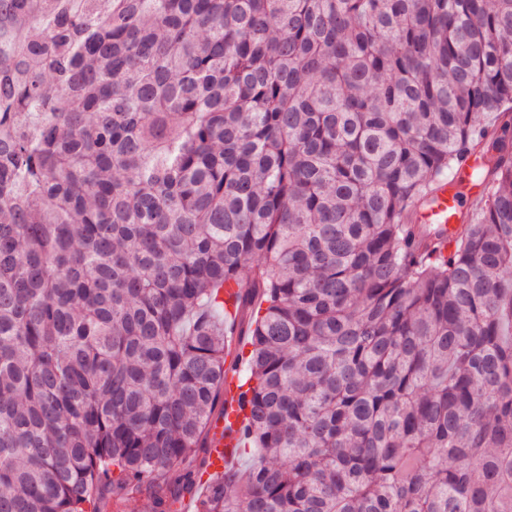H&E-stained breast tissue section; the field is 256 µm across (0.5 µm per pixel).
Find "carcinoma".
Wrapping results in <instances>:
<instances>
[{
    "mask_svg": "<svg viewBox=\"0 0 512 512\" xmlns=\"http://www.w3.org/2000/svg\"><path fill=\"white\" fill-rule=\"evenodd\" d=\"M142 492L512 512V0H0V512ZM457 201L448 191V183L436 194L433 201L419 209L423 224H453L456 220ZM238 378L239 369L229 368L224 389V416L218 417L212 425L215 437L211 442L210 466L203 475V481L221 476L228 467L236 464L239 457L236 448L242 447L243 413L237 388Z\"/></svg>",
    "mask_w": 512,
    "mask_h": 512,
    "instance_id": "1",
    "label": "carcinoma"
}]
</instances>
